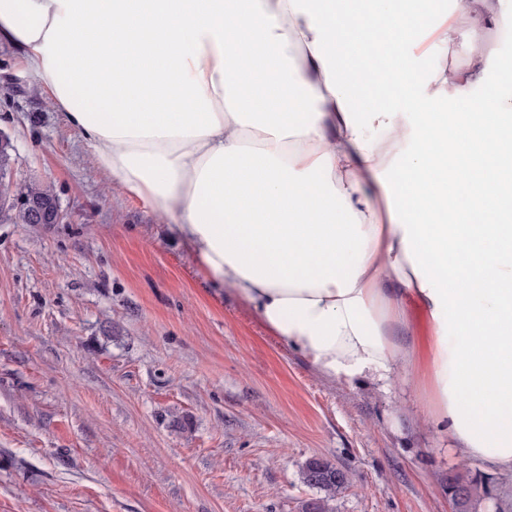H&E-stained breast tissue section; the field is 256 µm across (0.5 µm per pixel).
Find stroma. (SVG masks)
I'll list each match as a JSON object with an SVG mask.
<instances>
[{"mask_svg": "<svg viewBox=\"0 0 512 512\" xmlns=\"http://www.w3.org/2000/svg\"><path fill=\"white\" fill-rule=\"evenodd\" d=\"M496 8L493 65L512 57ZM0 134L11 181L53 184L63 213L0 215V512H304L312 457L348 475L333 512H451L457 475L512 512V472L431 430L411 377L330 379L216 286L3 45Z\"/></svg>", "mask_w": 512, "mask_h": 512, "instance_id": "1", "label": "stroma"}]
</instances>
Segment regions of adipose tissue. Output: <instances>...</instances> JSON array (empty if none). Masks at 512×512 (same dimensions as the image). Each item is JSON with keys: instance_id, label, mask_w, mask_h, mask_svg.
I'll return each instance as SVG.
<instances>
[{"instance_id": "adipose-tissue-1", "label": "adipose tissue", "mask_w": 512, "mask_h": 512, "mask_svg": "<svg viewBox=\"0 0 512 512\" xmlns=\"http://www.w3.org/2000/svg\"><path fill=\"white\" fill-rule=\"evenodd\" d=\"M340 0H0V46L42 77L106 175L147 201L213 283L322 374L387 389L400 372L460 455L512 471V79L492 98L481 47L494 0L465 22L430 8L463 71L338 24ZM418 79L416 123L365 106L352 57ZM478 112L483 133L448 137ZM495 166L473 221L468 173ZM461 204L449 223L420 207ZM454 255V268L442 266ZM430 334L413 336L410 304Z\"/></svg>"}]
</instances>
